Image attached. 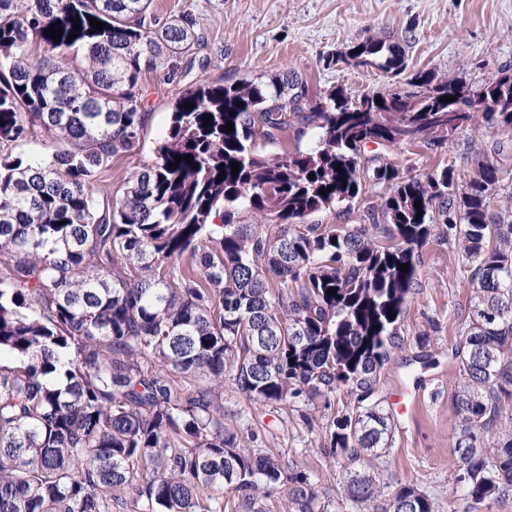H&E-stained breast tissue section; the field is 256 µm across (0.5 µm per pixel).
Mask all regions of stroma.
I'll return each instance as SVG.
<instances>
[{
	"instance_id": "obj_1",
	"label": "stroma",
	"mask_w": 512,
	"mask_h": 512,
	"mask_svg": "<svg viewBox=\"0 0 512 512\" xmlns=\"http://www.w3.org/2000/svg\"><path fill=\"white\" fill-rule=\"evenodd\" d=\"M150 10L162 21L192 17L204 42L196 64L166 61L143 76L148 120L141 150L113 160L100 175L102 189L112 196L154 159L175 98L202 79L266 82L288 71L312 96L336 87L382 91L390 80L379 69L333 62L351 43L372 36L400 44L409 68H431L469 83L512 67V0H153ZM506 139L492 129H467L444 146L402 149L396 156L418 175L449 162L466 166L471 145L488 150ZM420 261L419 285L400 323L405 344L384 367L378 386L392 414V446L372 466L384 486L418 484L438 512H512V497L474 504L450 478L457 465L452 397L459 376L448 353L472 288L454 243L430 240ZM352 405L343 387L329 400L294 408L254 403L234 385L224 387V421L241 445L307 466L326 487L336 486L340 464L320 446L333 418Z\"/></svg>"
}]
</instances>
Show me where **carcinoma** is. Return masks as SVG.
Wrapping results in <instances>:
<instances>
[{
  "label": "carcinoma",
  "mask_w": 512,
  "mask_h": 512,
  "mask_svg": "<svg viewBox=\"0 0 512 512\" xmlns=\"http://www.w3.org/2000/svg\"><path fill=\"white\" fill-rule=\"evenodd\" d=\"M150 4L0 0V148L55 143L40 157L0 154V512H222L226 489L231 512H272L280 489L288 512H341L347 502L436 512L406 482L377 503L380 480L367 463L391 445L376 390L403 345L398 325L433 235L458 243L473 288L451 348L454 482L475 502L511 493L503 146L474 151L467 178L453 164L413 176L389 153L441 147L461 119L511 134L512 72L475 85L503 111L460 115L450 113L460 100L445 101L458 79L434 70L412 72L400 88L338 87L314 100L286 73L268 83L201 80L176 99L154 161L102 202L101 170L141 149L142 74L202 44L190 16L161 24L147 17ZM55 22L58 43L46 35ZM336 64L400 74L404 50L369 38ZM304 126L316 130L310 148L257 151ZM367 189L380 196L366 207L370 224L307 223L323 209L352 210ZM243 210L264 228L237 223ZM226 380L284 407L348 389L353 408L323 445L349 461L336 493L298 464L240 445L224 427Z\"/></svg>",
  "instance_id": "cac0c4a2"
}]
</instances>
